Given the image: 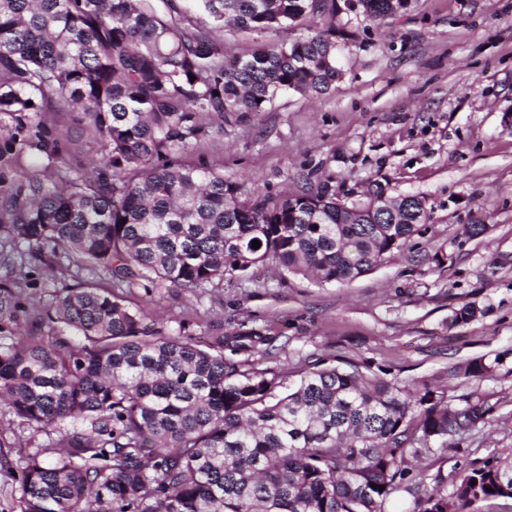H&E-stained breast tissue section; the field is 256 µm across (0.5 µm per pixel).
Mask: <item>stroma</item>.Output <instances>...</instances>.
I'll return each instance as SVG.
<instances>
[{
	"label": "stroma",
	"mask_w": 512,
	"mask_h": 512,
	"mask_svg": "<svg viewBox=\"0 0 512 512\" xmlns=\"http://www.w3.org/2000/svg\"><path fill=\"white\" fill-rule=\"evenodd\" d=\"M335 28L342 77L320 99L289 91L262 112L225 117L224 129L194 145L189 160L219 165L246 190L283 197L334 176L361 198L372 184L390 195L424 197L427 232L400 255L351 283L318 285L272 267L253 281L205 289L133 288L130 298L161 335L182 333L204 344L239 324L275 336L257 368L297 380L320 361L370 364L404 382L426 381L460 396L485 395L489 424L459 448L428 462L454 484L474 465L512 452V0H414L378 22L338 5L314 21ZM488 235L463 233L472 214ZM14 244L0 261V283L22 281L15 328L28 334L30 314L44 313L65 287L89 280L77 267L44 272ZM453 257L452 266L434 256ZM484 313L449 327L454 308ZM501 357L496 377L477 384L448 377L450 364ZM54 426L35 430L0 405V512H21L22 470L30 455H56Z\"/></svg>",
	"instance_id": "1"
}]
</instances>
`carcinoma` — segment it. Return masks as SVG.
Returning a JSON list of instances; mask_svg holds the SVG:
<instances>
[{
    "mask_svg": "<svg viewBox=\"0 0 512 512\" xmlns=\"http://www.w3.org/2000/svg\"><path fill=\"white\" fill-rule=\"evenodd\" d=\"M412 0H356L375 22ZM208 21L183 24L145 0H0V119L18 138L0 158L45 154L43 169L0 170V245L19 239L30 258H66L105 278L66 289L0 345V403L37 430L54 424L51 461L23 470L22 512H385L395 493L413 512H473L512 498V459H489L416 496L409 461L452 448L494 406L476 391L450 396L412 387L383 369L313 368L293 383L250 367L273 337L241 325L208 349L190 336L141 326L125 289H200L251 279L269 263L320 285L348 284L424 231V198L398 219L369 211L374 184L350 203L328 177L302 193L247 194L224 167L181 159L207 135L202 115L261 112L277 95L327 94L341 76L336 29L258 43L241 55L226 30L278 33L336 0H197ZM65 116L102 153L88 172L69 149ZM261 246L252 248V241ZM0 286V331L11 330L12 288ZM484 314L460 305L448 326ZM56 324L84 339L74 347ZM499 357L448 367L482 382ZM378 488H372V485Z\"/></svg>",
    "mask_w": 512,
    "mask_h": 512,
    "instance_id": "obj_1",
    "label": "carcinoma"
}]
</instances>
